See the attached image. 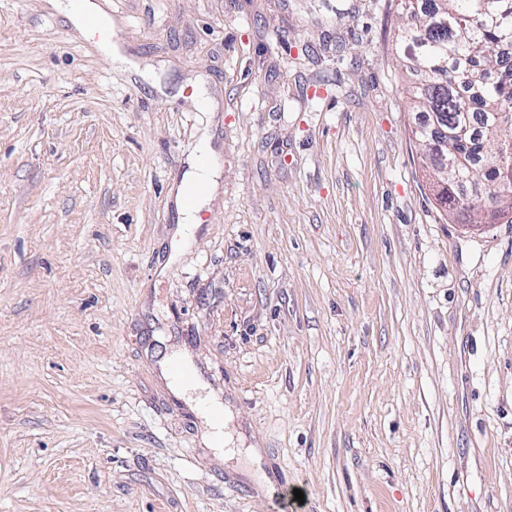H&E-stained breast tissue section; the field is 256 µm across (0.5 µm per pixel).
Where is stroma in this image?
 <instances>
[{
  "label": "stroma",
  "instance_id": "obj_1",
  "mask_svg": "<svg viewBox=\"0 0 512 512\" xmlns=\"http://www.w3.org/2000/svg\"><path fill=\"white\" fill-rule=\"evenodd\" d=\"M97 2L139 71L0 0V512H512V223L437 207L395 0ZM204 153L212 154L210 140L205 136L202 137L198 147L188 158L181 186L180 224H182L181 233L185 237L186 243L191 239L195 225L200 224L198 214L206 203L211 185H214L215 179H217L216 171L206 165ZM205 187L207 189L202 193ZM185 194L187 200H192L191 206L183 205Z\"/></svg>",
  "mask_w": 512,
  "mask_h": 512
}]
</instances>
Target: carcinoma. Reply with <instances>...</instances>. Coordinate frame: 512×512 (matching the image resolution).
<instances>
[{
  "label": "carcinoma",
  "instance_id": "obj_1",
  "mask_svg": "<svg viewBox=\"0 0 512 512\" xmlns=\"http://www.w3.org/2000/svg\"><path fill=\"white\" fill-rule=\"evenodd\" d=\"M399 0L402 65L414 108L429 122L413 130L432 165L431 183L445 184L444 211L472 223H512V0ZM471 184L476 194L463 187Z\"/></svg>",
  "mask_w": 512,
  "mask_h": 512
}]
</instances>
